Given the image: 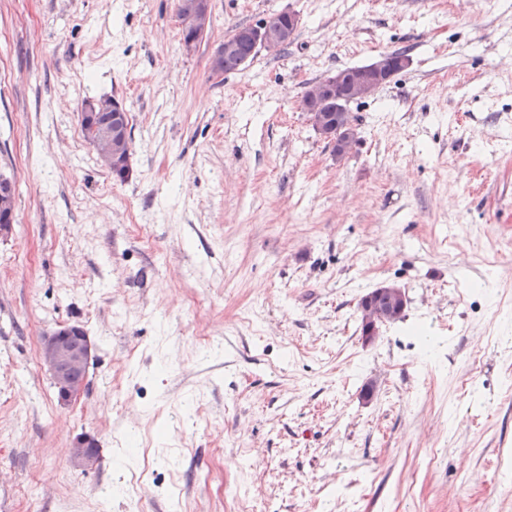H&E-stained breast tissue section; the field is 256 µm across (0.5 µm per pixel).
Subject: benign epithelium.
<instances>
[{
    "label": "benign epithelium",
    "mask_w": 512,
    "mask_h": 512,
    "mask_svg": "<svg viewBox=\"0 0 512 512\" xmlns=\"http://www.w3.org/2000/svg\"><path fill=\"white\" fill-rule=\"evenodd\" d=\"M177 10L183 28L191 31V35L182 40L183 50L190 53L208 36L212 23L211 0H178ZM279 16L287 20L286 25L275 27L267 21L260 26L240 28L236 37L220 42L211 55V77L222 79L224 73L218 66V60L225 53L234 50L239 40L249 41L254 48L269 55L277 54L294 38L301 23L300 16L292 11H281ZM409 64L410 60L406 57L389 63L382 59L353 80L348 78V73L344 70L324 76L308 86L302 97L301 110L305 112L312 128L323 137L334 140L336 134L330 132V128L325 125L323 109L333 100L349 104L367 98L394 75L405 70ZM103 113L112 114V119L119 121V124H101V132L97 133L94 149L102 165L108 170L127 168L130 166L131 153L128 111L125 104L115 98L108 101L88 100L82 107L80 120L93 122ZM14 223L13 185L4 182L0 184V234H9ZM406 303L405 290L397 285L383 286L367 294L365 303L360 306L367 325L366 333L362 336L363 343H372L379 327L387 323L396 312L404 309ZM94 348L90 337L81 335L80 328L76 325H62L42 337L38 359L50 373L59 401L70 404L85 392V374ZM71 458L84 471L96 469L100 457L95 437L87 433L78 435L72 442Z\"/></svg>",
    "instance_id": "obj_1"
}]
</instances>
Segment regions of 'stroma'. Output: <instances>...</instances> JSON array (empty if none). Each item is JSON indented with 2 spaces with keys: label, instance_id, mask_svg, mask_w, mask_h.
Here are the masks:
<instances>
[{
  "label": "stroma",
  "instance_id": "obj_1",
  "mask_svg": "<svg viewBox=\"0 0 512 512\" xmlns=\"http://www.w3.org/2000/svg\"><path fill=\"white\" fill-rule=\"evenodd\" d=\"M286 7L287 53L211 79ZM212 10L188 54L176 0H0V512H512V0ZM396 50L337 156L307 85ZM101 96L124 180L81 133ZM67 323L96 351L64 405L38 347ZM103 113H111L113 120L120 124L112 125L109 122L98 124L101 132L97 133L94 149L102 165L110 171L130 168L131 130L129 131L128 111L125 104L112 98L108 102L103 100H87L80 112V122L84 120L95 123L96 118ZM15 223L14 190L10 182L0 183V234L8 235ZM376 294L379 299L384 298L381 303L379 299L373 300V295ZM365 303L360 306V310L364 315L365 324L367 325L366 333L362 336L364 344H370L376 338L379 327L393 315L404 309L407 303L406 293L403 288L397 285H387L376 288L365 297ZM401 312L397 313L391 321H395L401 317ZM71 458L76 466L83 471L97 468L99 464V448L97 440L91 434H80L72 442Z\"/></svg>",
  "mask_w": 512,
  "mask_h": 512
}]
</instances>
